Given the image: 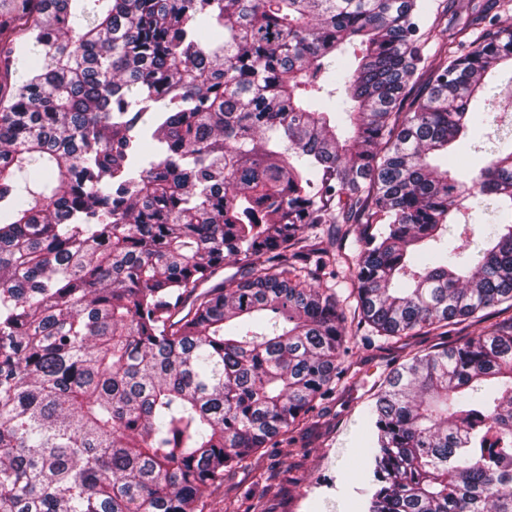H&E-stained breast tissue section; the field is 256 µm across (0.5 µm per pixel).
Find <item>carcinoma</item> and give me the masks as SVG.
<instances>
[{
  "mask_svg": "<svg viewBox=\"0 0 512 512\" xmlns=\"http://www.w3.org/2000/svg\"><path fill=\"white\" fill-rule=\"evenodd\" d=\"M454 3H0V512H194L349 322L482 325L385 379L367 512H512V0Z\"/></svg>",
  "mask_w": 512,
  "mask_h": 512,
  "instance_id": "obj_1",
  "label": "carcinoma"
}]
</instances>
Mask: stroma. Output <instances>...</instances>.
<instances>
[{
  "label": "stroma",
  "instance_id": "1",
  "mask_svg": "<svg viewBox=\"0 0 512 512\" xmlns=\"http://www.w3.org/2000/svg\"><path fill=\"white\" fill-rule=\"evenodd\" d=\"M347 357L357 372L341 382L333 399L319 406L290 459L262 449L246 465L227 473L198 502L196 512H365L358 462L368 433L367 412L383 379L406 352L427 348L410 339L407 347L364 332L349 335Z\"/></svg>",
  "mask_w": 512,
  "mask_h": 512
}]
</instances>
